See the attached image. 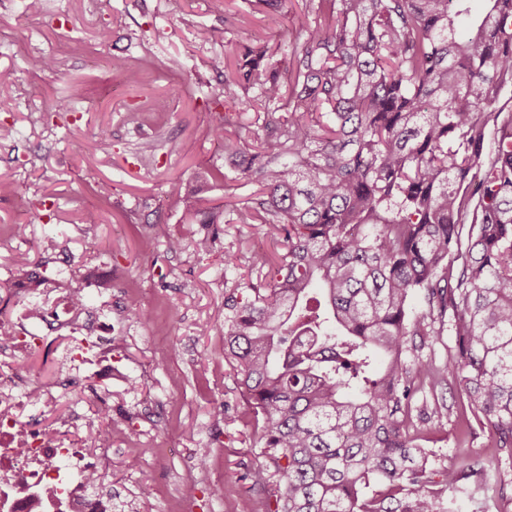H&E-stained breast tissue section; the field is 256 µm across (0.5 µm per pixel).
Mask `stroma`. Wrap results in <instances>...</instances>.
Segmentation results:
<instances>
[{
	"mask_svg": "<svg viewBox=\"0 0 512 512\" xmlns=\"http://www.w3.org/2000/svg\"><path fill=\"white\" fill-rule=\"evenodd\" d=\"M281 24H268L257 0H0V305L14 306L12 283L34 268L73 269L60 291L81 285L89 308L112 323V381L98 387L112 425L106 476L113 512H271L280 475L259 444L260 427L220 350L224 296L256 281L254 255L272 245L258 224L192 223L170 189L197 184L199 170L223 168L224 149L208 129L231 107L208 110L224 76L211 62L262 36L288 58L285 31L301 29L302 0H287ZM108 27L110 37L98 31ZM211 32L201 39V29ZM51 56L53 70L33 69ZM181 64L171 74L170 61ZM140 70L127 82L124 69ZM87 92L78 97L76 84ZM141 107V123L126 122ZM200 185V184H197ZM207 204L243 203L253 185L238 179L200 185ZM39 206L40 222L29 220ZM95 212L96 223L85 220ZM26 225L15 235V225ZM212 250L196 252L203 233ZM171 236L181 249L168 250ZM54 249H47V241ZM237 256L224 264L225 253ZM143 307L149 322L130 321ZM426 416L414 429L431 452L428 489L440 512H473L448 470L480 460L503 475V496L484 512H512V455L495 449L486 427L461 429V401L447 386H422ZM226 484L215 497L216 484ZM149 497H141L142 487Z\"/></svg>",
	"mask_w": 512,
	"mask_h": 512,
	"instance_id": "1",
	"label": "stroma"
}]
</instances>
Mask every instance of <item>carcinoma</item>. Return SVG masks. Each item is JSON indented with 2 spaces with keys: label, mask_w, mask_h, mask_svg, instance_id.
Returning <instances> with one entry per match:
<instances>
[{
  "label": "carcinoma",
  "mask_w": 512,
  "mask_h": 512,
  "mask_svg": "<svg viewBox=\"0 0 512 512\" xmlns=\"http://www.w3.org/2000/svg\"><path fill=\"white\" fill-rule=\"evenodd\" d=\"M469 2L305 0L289 67L261 37L212 61V103L253 121L210 133L259 189L231 207L173 193L194 223L259 224L279 247L221 328L281 473L272 512H439L410 434L426 380L512 453V0L477 20ZM436 323L455 344L441 367L415 340ZM471 477V497L502 484L477 463L447 474Z\"/></svg>",
  "instance_id": "1"
}]
</instances>
